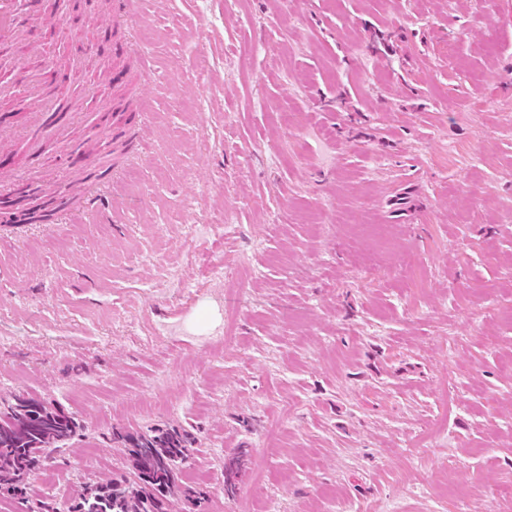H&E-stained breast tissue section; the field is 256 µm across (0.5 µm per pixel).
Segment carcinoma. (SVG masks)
<instances>
[{"label": "carcinoma", "mask_w": 512, "mask_h": 512, "mask_svg": "<svg viewBox=\"0 0 512 512\" xmlns=\"http://www.w3.org/2000/svg\"><path fill=\"white\" fill-rule=\"evenodd\" d=\"M80 429L64 408L18 395L0 408V494L25 497V477L46 455L71 443ZM111 441L128 454L126 471L90 482L70 512H171L179 465L189 453L188 437L175 430L117 429ZM242 453L224 462V492L235 487Z\"/></svg>", "instance_id": "1"}]
</instances>
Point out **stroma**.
<instances>
[{
  "mask_svg": "<svg viewBox=\"0 0 512 512\" xmlns=\"http://www.w3.org/2000/svg\"><path fill=\"white\" fill-rule=\"evenodd\" d=\"M110 2L33 33L30 65L90 53L65 120L0 148L19 189L61 202L121 149ZM137 9L154 120L120 205L0 222V399L83 426L29 498L69 512L125 468L113 430L175 427L196 512H512V0Z\"/></svg>",
  "mask_w": 512,
  "mask_h": 512,
  "instance_id": "obj_1",
  "label": "stroma"
}]
</instances>
